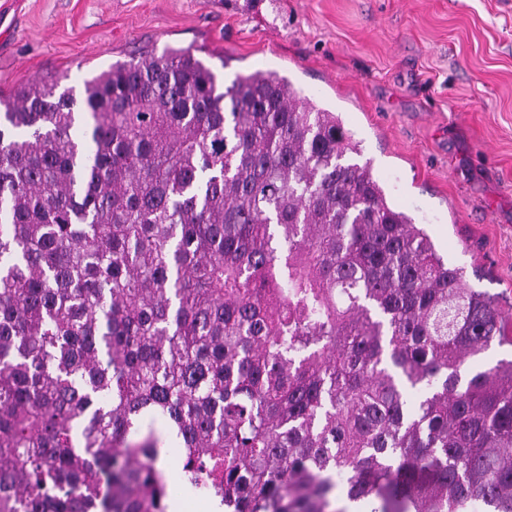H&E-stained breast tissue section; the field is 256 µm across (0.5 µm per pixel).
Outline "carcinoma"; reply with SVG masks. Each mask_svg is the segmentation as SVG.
I'll use <instances>...</instances> for the list:
<instances>
[{
  "label": "carcinoma",
  "mask_w": 512,
  "mask_h": 512,
  "mask_svg": "<svg viewBox=\"0 0 512 512\" xmlns=\"http://www.w3.org/2000/svg\"><path fill=\"white\" fill-rule=\"evenodd\" d=\"M360 155L183 49L0 92V512H167L169 445L224 512H512V313Z\"/></svg>",
  "instance_id": "carcinoma-1"
}]
</instances>
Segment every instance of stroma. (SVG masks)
<instances>
[{
	"instance_id": "35a3bbf8",
	"label": "stroma",
	"mask_w": 512,
	"mask_h": 512,
	"mask_svg": "<svg viewBox=\"0 0 512 512\" xmlns=\"http://www.w3.org/2000/svg\"><path fill=\"white\" fill-rule=\"evenodd\" d=\"M188 49L339 112L391 202L512 306V0H12L0 91Z\"/></svg>"
}]
</instances>
